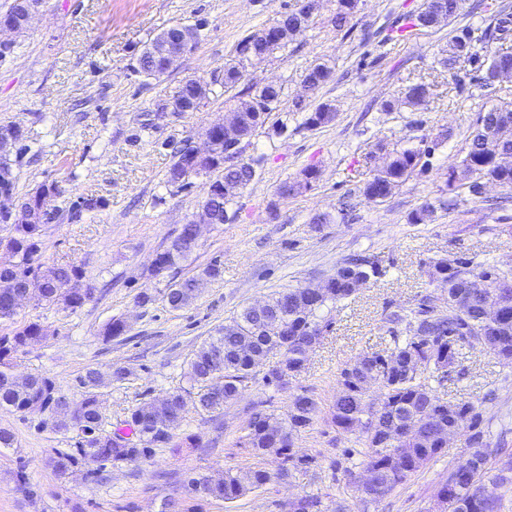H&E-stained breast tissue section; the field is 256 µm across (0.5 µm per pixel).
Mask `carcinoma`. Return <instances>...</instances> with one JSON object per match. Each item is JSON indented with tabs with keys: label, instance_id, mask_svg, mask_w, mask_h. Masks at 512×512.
<instances>
[{
	"label": "carcinoma",
	"instance_id": "1",
	"mask_svg": "<svg viewBox=\"0 0 512 512\" xmlns=\"http://www.w3.org/2000/svg\"><path fill=\"white\" fill-rule=\"evenodd\" d=\"M463 0H424L423 8L416 15V22L434 26L447 24L458 17ZM261 30L249 35L244 42L251 51L244 59L260 60L276 47L263 42ZM484 72L481 77L491 83L490 76L500 67L512 68V5L500 6L491 22L481 35L473 37L472 29L464 26L457 30L449 45L447 56L440 64L448 70L453 84L459 86L462 80L455 72L461 58ZM331 68L325 64L311 67L306 75L311 90L318 89L331 77ZM280 87H262L251 96L261 111L269 113L279 101ZM431 88L425 83L408 86L403 103L420 106L429 102ZM512 114V108L495 106L478 114L475 128L466 138V147L460 161L448 168V188L453 196L448 198V208L455 209L466 198H479L482 195L484 178L489 176L499 181L501 186L512 188V166L503 168L495 156L512 154V129H502L498 112ZM421 153L411 148L394 149L388 168L372 176L362 187V194L374 192L391 193L412 173ZM190 169L185 149L175 153L170 166L168 183L175 184ZM204 172L216 174L214 183L221 191L206 196L204 204L212 211L214 223L222 224L226 219L227 205L232 203L241 191L253 180L251 164L233 162L224 155V148L217 149L212 162ZM7 213L0 211V241L11 243L17 254L19 272L16 275L0 272V320L11 319L17 309L11 304V297L28 286L27 276L36 281V300L61 304L66 308L81 306L86 298L77 288L83 281V271L78 266H45L39 260L42 225L31 224L21 230L8 222ZM199 239L194 225L184 224L171 243L156 255V262L174 273L180 264L196 250ZM222 270L219 264L212 263L200 273L170 280L163 295L173 310L190 306L199 296L204 282L217 279ZM378 267L367 260H357L336 268L330 285V293L313 300L303 288H291L269 298L262 309L245 308L239 315L224 326L216 329V334L205 340L190 359V379L198 390L169 392L152 400L138 404L126 420L127 427L136 435V442L124 440L119 435L103 429V413L98 391L112 381H124L131 376L125 368H117L106 379L96 369H89L80 376L83 388L81 404L83 415L73 420L65 414L55 418V427L67 430L78 428L83 440L78 448L79 455L58 450L50 458V465L61 477L73 473L78 458L105 462H136L149 457L153 450L167 444L172 439L170 427L165 426L169 417H184L189 408L210 412L224 408V404L235 400L244 382L257 366V356H279V363L288 368L292 376L305 369L307 358L301 351V340L306 337L309 323L328 328V324L318 315L330 303H338L352 297L355 289L350 282L357 277H374ZM480 275L493 276L512 282V269L502 270L497 266L473 256L458 260L454 266L446 259L434 261L429 266L432 281L448 293V301L468 291L469 281ZM487 299V289L478 288L471 296L470 306L464 312L448 307L436 311L422 303L409 311L391 314L389 323L402 326L406 332L404 339L393 336L392 343L380 352L364 355L361 371L368 373L382 368L381 359L394 360L395 366L388 373H382L380 384L383 407L372 408L370 396L359 385V380L346 382L347 391L337 396L331 411V422L343 435L356 436V443L363 446L361 465L377 474L376 484L361 495L377 502L390 493L397 485L404 483L412 474L441 453L435 446L383 443L380 434L398 425L419 420L426 409L429 398H438L431 382H441L448 377L459 362L460 350L488 345L484 336L483 308ZM45 338L44 328L31 322L15 329L11 336H0V408L10 407L17 412L32 413L43 411L61 397L52 379L41 374L29 378H18L11 370V359L17 352L40 342ZM421 361L416 370L405 368L409 359ZM223 379L221 387L212 389L214 378ZM316 410L315 400L305 394L296 396L289 411L282 417L256 411L250 421L248 432L243 437V445L256 453L273 447L271 428L284 423L293 433L308 428L313 422ZM272 481V476L258 468L249 472L248 481L227 470L217 475H197L188 479L192 489L186 496L222 501H233L250 489H258ZM492 481L506 490H512V474L502 470L492 473L489 453L485 450L473 451L470 478L463 482L454 480V472H448V506L446 512H508L505 495L492 499L476 497L481 484Z\"/></svg>",
	"mask_w": 512,
	"mask_h": 512
}]
</instances>
